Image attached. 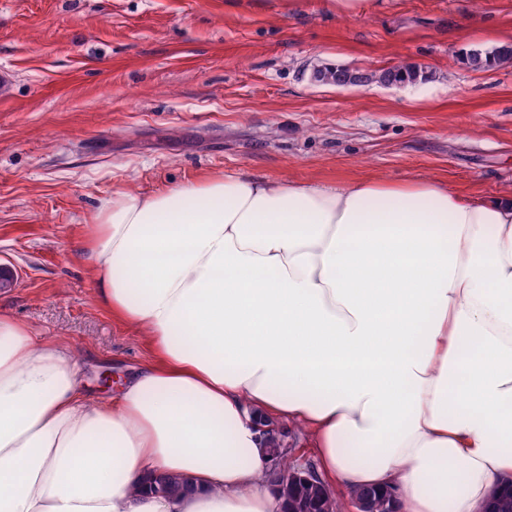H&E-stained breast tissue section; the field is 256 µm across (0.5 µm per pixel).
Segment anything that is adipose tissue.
I'll use <instances>...</instances> for the list:
<instances>
[{
	"instance_id": "ef3b65f1",
	"label": "adipose tissue",
	"mask_w": 512,
	"mask_h": 512,
	"mask_svg": "<svg viewBox=\"0 0 512 512\" xmlns=\"http://www.w3.org/2000/svg\"><path fill=\"white\" fill-rule=\"evenodd\" d=\"M86 258L152 360L96 400L74 352L0 312V512H286L271 417L396 512L512 486V194L228 171L114 194ZM160 473L196 487L142 494Z\"/></svg>"
}]
</instances>
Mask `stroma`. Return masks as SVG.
I'll use <instances>...</instances> for the list:
<instances>
[{
	"label": "stroma",
	"mask_w": 512,
	"mask_h": 512,
	"mask_svg": "<svg viewBox=\"0 0 512 512\" xmlns=\"http://www.w3.org/2000/svg\"><path fill=\"white\" fill-rule=\"evenodd\" d=\"M512 0H395L356 19L333 0H0V311L74 349L108 398L150 352L97 302L83 249L113 193L232 170L281 181L433 179L512 191ZM416 63L425 80L339 88L314 68ZM466 62L475 70L489 68L491 62L495 66L512 64V44L497 45L489 50L474 49L467 54Z\"/></svg>",
	"instance_id": "35a3bbf8"
}]
</instances>
